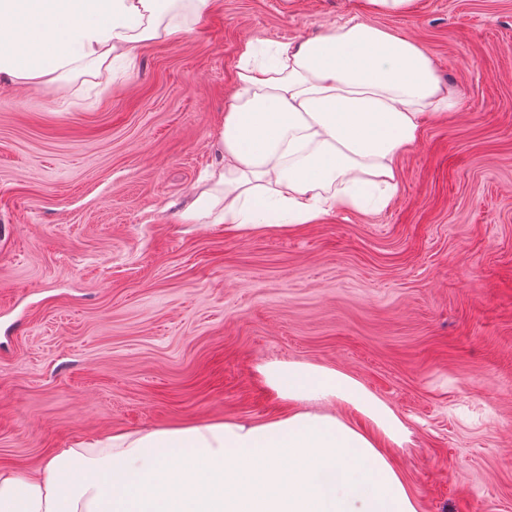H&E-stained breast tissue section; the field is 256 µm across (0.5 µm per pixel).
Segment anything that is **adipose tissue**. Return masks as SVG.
<instances>
[{"mask_svg": "<svg viewBox=\"0 0 512 512\" xmlns=\"http://www.w3.org/2000/svg\"><path fill=\"white\" fill-rule=\"evenodd\" d=\"M214 2L0 0V82L51 83L78 68L101 77L144 43L183 37ZM251 57L244 46L220 160L185 223L310 224L370 194L387 205L422 115L457 103L422 44L354 18L280 42L274 64ZM256 371L287 412L74 441L33 470L1 467L0 512H418L391 455L411 432L386 402L320 364L263 361ZM338 404L364 425L337 415Z\"/></svg>", "mask_w": 512, "mask_h": 512, "instance_id": "adipose-tissue-1", "label": "adipose tissue"}]
</instances>
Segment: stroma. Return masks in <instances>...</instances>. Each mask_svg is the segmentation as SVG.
Returning a JSON list of instances; mask_svg holds the SVG:
<instances>
[{
	"instance_id": "obj_1",
	"label": "stroma",
	"mask_w": 512,
	"mask_h": 512,
	"mask_svg": "<svg viewBox=\"0 0 512 512\" xmlns=\"http://www.w3.org/2000/svg\"><path fill=\"white\" fill-rule=\"evenodd\" d=\"M422 43L424 116L383 209L235 230L181 212L245 42L350 18ZM356 377L411 431L419 512H512V0H217L109 77L0 84V467L115 429L286 412L263 360Z\"/></svg>"
}]
</instances>
